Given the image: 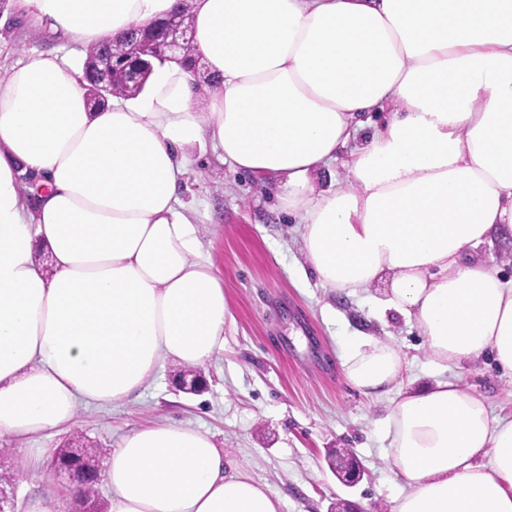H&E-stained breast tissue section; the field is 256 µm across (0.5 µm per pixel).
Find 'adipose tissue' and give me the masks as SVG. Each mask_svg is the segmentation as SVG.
I'll return each instance as SVG.
<instances>
[{
	"label": "adipose tissue",
	"mask_w": 512,
	"mask_h": 512,
	"mask_svg": "<svg viewBox=\"0 0 512 512\" xmlns=\"http://www.w3.org/2000/svg\"><path fill=\"white\" fill-rule=\"evenodd\" d=\"M16 2L94 44L180 0ZM192 31L217 79L202 111L174 62L97 112L54 52L0 78V440L67 428L79 406L139 395L165 362L223 351L224 285L177 209L207 145L275 180L323 287L384 283L377 313L423 337L439 374L386 417L402 483L392 512H512V418L444 374L487 355L512 374V279L477 256L512 247V0H192ZM342 366L380 397L407 361L363 334ZM100 479L110 512L283 506L182 423L126 431Z\"/></svg>",
	"instance_id": "adipose-tissue-1"
}]
</instances>
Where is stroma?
<instances>
[{
    "label": "stroma",
    "instance_id": "stroma-1",
    "mask_svg": "<svg viewBox=\"0 0 512 512\" xmlns=\"http://www.w3.org/2000/svg\"><path fill=\"white\" fill-rule=\"evenodd\" d=\"M84 44L51 34L14 5L0 12V76L30 55L57 52L81 67ZM275 185L224 164L207 151L192 158L182 195L202 231L204 251L224 282L234 316L224 327V350L201 366L207 388L187 394L176 385L179 364L166 362L140 398L107 407L83 406L72 425L36 439L1 440L0 456L21 459L43 449L37 475L18 473L15 510L47 506L69 493L48 464L54 451L82 437L108 448L128 429L177 422L209 430L226 460L284 500L282 512H391L400 486L383 438L388 398L365 396L342 367L350 336L367 333L394 344L410 364L395 392L432 382L423 339L397 313L377 315V289L338 297L307 272L298 238L278 208ZM486 396L492 413L512 411V376L488 359L448 370ZM350 451L361 481L343 485L330 466L335 449Z\"/></svg>",
    "mask_w": 512,
    "mask_h": 512
}]
</instances>
